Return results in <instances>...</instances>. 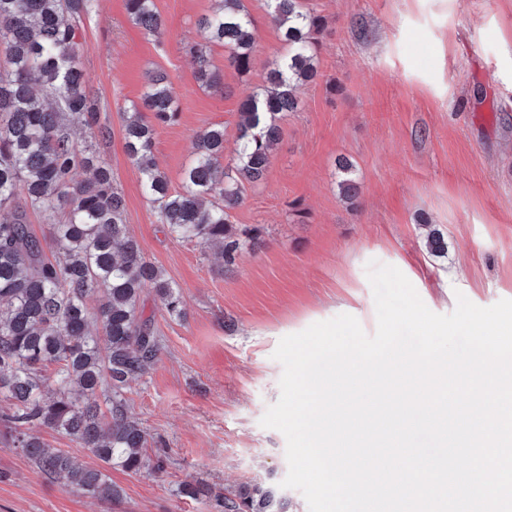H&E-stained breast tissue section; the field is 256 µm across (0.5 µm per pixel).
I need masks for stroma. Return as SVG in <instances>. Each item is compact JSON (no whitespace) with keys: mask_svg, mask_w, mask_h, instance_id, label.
Instances as JSON below:
<instances>
[{"mask_svg":"<svg viewBox=\"0 0 512 512\" xmlns=\"http://www.w3.org/2000/svg\"><path fill=\"white\" fill-rule=\"evenodd\" d=\"M155 4L166 23L160 44L124 0H94L80 19L76 56L112 133L99 139L77 120L71 132L111 169L130 235L180 290V318L152 289L142 293L160 352L123 393L147 434L145 456L164 468L112 467L120 496L100 501L41 473L0 427V512H221L217 494L244 483L277 489L286 512H309L299 491L280 486L283 434L260 424L280 396L279 340L340 314L374 334L372 260L397 267L437 314L451 313L460 293L481 307L512 299V0H305L327 20L320 76L282 114L264 181L247 186L232 213L239 227L258 228L259 241L229 272L215 250L158 224L123 150L124 110L167 76L180 114L158 127L153 154L179 188L205 127L223 125L224 157H234L240 102L286 48L268 0H244L257 43L243 74L196 26L213 0ZM197 43L223 90L199 80L189 53ZM341 157L360 182L354 206L339 194ZM432 228L445 256L428 250ZM186 485L203 496L184 495Z\"/></svg>","mask_w":512,"mask_h":512,"instance_id":"1","label":"stroma"}]
</instances>
